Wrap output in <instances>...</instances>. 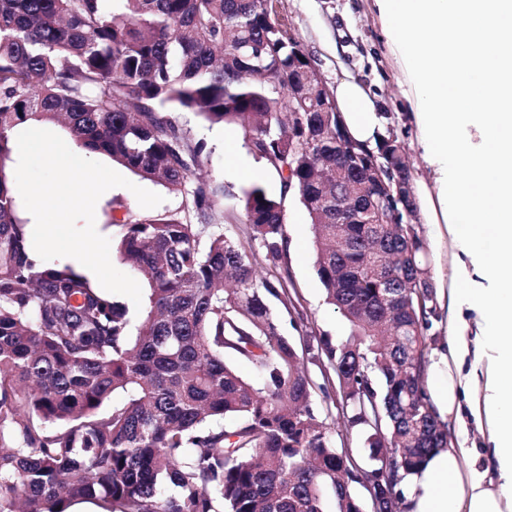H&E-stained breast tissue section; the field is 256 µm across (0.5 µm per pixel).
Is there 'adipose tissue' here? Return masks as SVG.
<instances>
[{
    "label": "adipose tissue",
    "mask_w": 512,
    "mask_h": 512,
    "mask_svg": "<svg viewBox=\"0 0 512 512\" xmlns=\"http://www.w3.org/2000/svg\"><path fill=\"white\" fill-rule=\"evenodd\" d=\"M375 2L433 174L417 205L433 239L455 248L435 319L450 346L426 389L441 415L469 407L493 463L478 467L462 443L436 449L402 481L403 508L512 512V0ZM333 94L351 138L375 144L384 118L370 91L346 75Z\"/></svg>",
    "instance_id": "obj_1"
}]
</instances>
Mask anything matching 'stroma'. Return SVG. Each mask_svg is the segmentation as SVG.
Wrapping results in <instances>:
<instances>
[{
	"label": "stroma",
	"mask_w": 512,
	"mask_h": 512,
	"mask_svg": "<svg viewBox=\"0 0 512 512\" xmlns=\"http://www.w3.org/2000/svg\"><path fill=\"white\" fill-rule=\"evenodd\" d=\"M280 11L287 15L291 33L320 71L327 86H334L337 78L351 75L360 80L374 94L379 112L386 119V131L401 141L410 157L412 178H429L423 151L417 142V131L412 108L406 96L398 70L391 62L388 38L372 8L371 0H278ZM170 118L190 130L194 138L207 144L203 159L204 178L223 183L224 198L220 208L235 210L242 187L249 185L247 176L237 174V167L256 168L245 137H238V155L230 157L224 150L225 128L208 123L193 112L170 110ZM140 212L134 194L129 189L114 188L101 196L96 205V228L109 238H118L121 228L115 223L124 210ZM286 232L295 247L288 251L284 262L288 268L291 286L298 297V310L303 324H295L280 305L272 310L280 321L282 334L295 346L299 355H307L320 334L335 341L350 334L347 321L325 303L324 287L316 266V252L307 214L298 197H291L285 205ZM316 385L312 393L313 406L325 418L337 447L351 449L353 455L367 452L366 436L362 430L350 429L342 422V412L332 401L326 400L320 390L324 380L323 366L306 365Z\"/></svg>",
	"instance_id": "stroma-1"
}]
</instances>
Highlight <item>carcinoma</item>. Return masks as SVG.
I'll use <instances>...</instances> for the list:
<instances>
[{
	"mask_svg": "<svg viewBox=\"0 0 512 512\" xmlns=\"http://www.w3.org/2000/svg\"><path fill=\"white\" fill-rule=\"evenodd\" d=\"M278 15L276 0H0V512L93 499L106 512H325L329 499L363 512L354 484L394 512L404 476L448 447L423 381L434 292L420 227L357 222L332 178L409 164L394 135L371 148L339 112L288 111V81L310 60ZM173 108L241 129L299 195L326 303L350 323L321 350L374 464L339 455L312 407L304 360L270 308L296 309L288 269L269 280L253 267L254 242L279 267L283 199L251 183L225 215L246 239L227 235L224 186L192 182L207 144L165 115ZM27 121L183 195L178 212L122 225L118 252L148 285L136 334L122 302L31 259L4 171ZM116 392L126 401L100 412ZM377 413L383 438L367 422Z\"/></svg>",
	"mask_w": 512,
	"mask_h": 512,
	"instance_id": "1",
	"label": "carcinoma"
}]
</instances>
